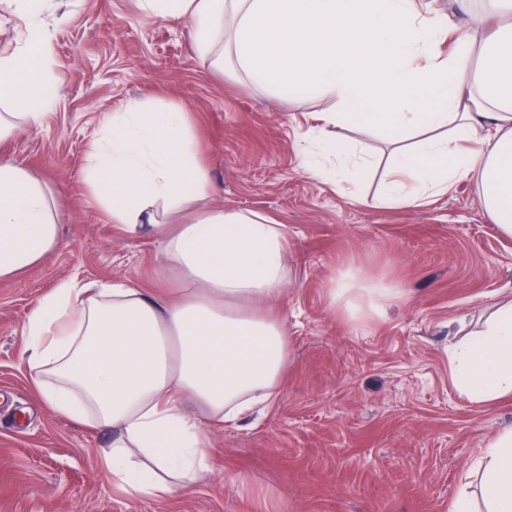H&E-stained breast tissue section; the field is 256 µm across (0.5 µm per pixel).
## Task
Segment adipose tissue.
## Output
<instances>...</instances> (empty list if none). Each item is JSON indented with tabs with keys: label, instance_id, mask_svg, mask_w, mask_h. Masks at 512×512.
Here are the masks:
<instances>
[{
	"label": "adipose tissue",
	"instance_id": "ef3b65f1",
	"mask_svg": "<svg viewBox=\"0 0 512 512\" xmlns=\"http://www.w3.org/2000/svg\"><path fill=\"white\" fill-rule=\"evenodd\" d=\"M152 17L188 21L199 55L233 56L276 94L334 99L319 148L359 174L345 131L369 125L399 145L379 201L392 207L443 195L477 178L485 210L512 236V24L496 27L469 64V43L441 57L445 16L427 0H140ZM44 0H8L25 31L0 54V104L37 125L53 103ZM92 193L113 223L150 226L179 281L157 296L122 283L62 281L23 326V357L38 393L63 416L109 433L100 463L116 489L160 498L189 487L211 465L208 431L268 407L288 361V331L271 315L286 281L284 225L253 210H206L162 224L210 190L182 107L134 101L105 121L89 158ZM54 197L14 163L0 164V278L58 245ZM395 287L344 277L333 305L379 313ZM472 399L512 395V303L451 354ZM480 494L461 491L450 512H512V429L474 463Z\"/></svg>",
	"mask_w": 512,
	"mask_h": 512
}]
</instances>
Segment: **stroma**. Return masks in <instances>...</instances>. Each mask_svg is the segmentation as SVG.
Wrapping results in <instances>:
<instances>
[{"label":"stroma","mask_w":512,"mask_h":512,"mask_svg":"<svg viewBox=\"0 0 512 512\" xmlns=\"http://www.w3.org/2000/svg\"><path fill=\"white\" fill-rule=\"evenodd\" d=\"M55 101L38 125L0 137L57 195L59 244L0 279V512H448L470 464L512 429V396L462 392L449 354L512 300V237L477 181L415 207L376 198L392 147L349 129L370 155L362 180L322 182L300 163L328 100L278 97L194 49L186 22L148 17L140 0H46ZM181 106L216 191L200 209L256 210L288 231V283L275 312L288 363L273 409L213 428L216 463L184 492L131 498L98 452L109 434L61 416L34 389L22 327L67 278L170 288L178 275L149 231L129 236L95 202L87 154L105 118L132 101ZM401 294L385 312L335 308L340 274Z\"/></svg>","instance_id":"35a3bbf8"}]
</instances>
